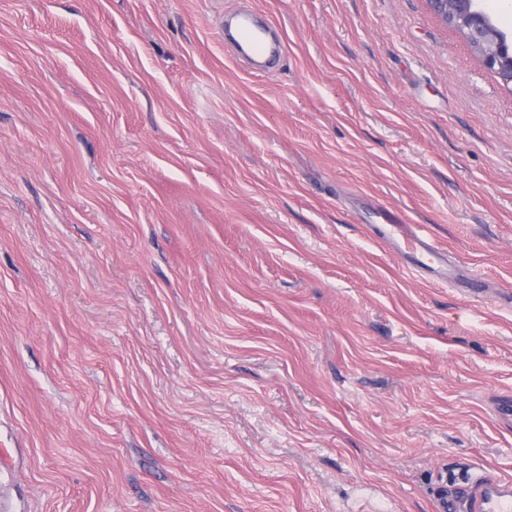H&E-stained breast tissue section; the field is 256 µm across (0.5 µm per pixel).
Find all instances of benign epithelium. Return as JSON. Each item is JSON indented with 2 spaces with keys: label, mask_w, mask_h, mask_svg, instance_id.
Instances as JSON below:
<instances>
[{
  "label": "benign epithelium",
  "mask_w": 512,
  "mask_h": 512,
  "mask_svg": "<svg viewBox=\"0 0 512 512\" xmlns=\"http://www.w3.org/2000/svg\"><path fill=\"white\" fill-rule=\"evenodd\" d=\"M442 21L457 28L478 50L483 65L512 84V39L491 23L481 0H428Z\"/></svg>",
  "instance_id": "benign-epithelium-1"
}]
</instances>
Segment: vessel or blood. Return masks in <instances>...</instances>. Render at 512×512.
<instances>
[{"mask_svg": "<svg viewBox=\"0 0 512 512\" xmlns=\"http://www.w3.org/2000/svg\"><path fill=\"white\" fill-rule=\"evenodd\" d=\"M237 18L235 30L224 35L225 47L234 58L247 62L255 74H271L273 64L280 62L286 50L285 42L270 38L268 29L254 23L251 11L239 12ZM378 217L379 237L390 245L403 242L402 253L411 259L413 266H424L443 254L442 246L407 224L401 214L382 209ZM461 501L468 512H512V486L478 475L471 480L463 499L441 497L440 512H456Z\"/></svg>", "mask_w": 512, "mask_h": 512, "instance_id": "obj_1", "label": "vessel or blood"}]
</instances>
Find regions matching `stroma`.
I'll return each mask as SVG.
<instances>
[{"label":"stroma","mask_w":512,"mask_h":512,"mask_svg":"<svg viewBox=\"0 0 512 512\" xmlns=\"http://www.w3.org/2000/svg\"><path fill=\"white\" fill-rule=\"evenodd\" d=\"M506 395L512 88L427 0H0V512H438ZM251 11L237 14L238 22L234 32H228L223 24L224 46L235 59L247 62L258 75H270L273 64L279 63L286 50L282 40L269 37V30L256 25ZM378 217L381 220L377 227L379 237L388 245L403 241L404 248L399 246L398 250L412 260L414 268L427 265L425 261L438 260L445 252L432 238L421 234L412 224H406L398 212L380 209Z\"/></svg>","instance_id":"obj_1"}]
</instances>
